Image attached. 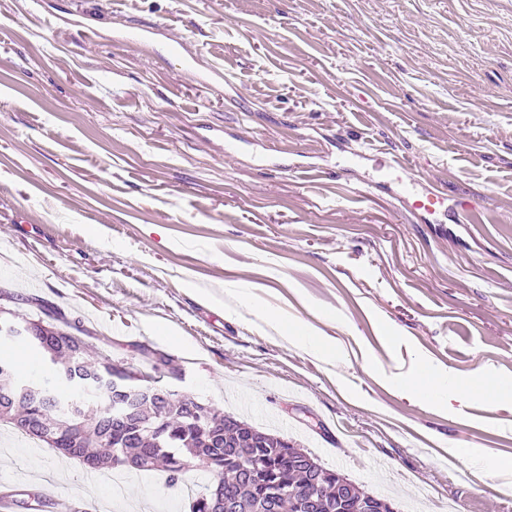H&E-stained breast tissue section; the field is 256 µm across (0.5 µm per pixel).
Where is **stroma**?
I'll return each mask as SVG.
<instances>
[{
	"label": "stroma",
	"mask_w": 512,
	"mask_h": 512,
	"mask_svg": "<svg viewBox=\"0 0 512 512\" xmlns=\"http://www.w3.org/2000/svg\"><path fill=\"white\" fill-rule=\"evenodd\" d=\"M140 25L150 42L122 39ZM213 65L232 86L199 83ZM392 149L444 191L434 214L404 202ZM0 289L14 320L63 314L127 367L173 355L170 389L396 512H512V401L404 392L512 384V0H0ZM310 327L327 353L296 342ZM2 476L13 512H188L212 481L118 489L7 429ZM492 383L488 379L470 377L464 381L452 380L447 383L439 378H418L409 381L405 388L415 398L427 403L445 404L448 401V392L462 397L483 395Z\"/></svg>",
	"instance_id": "35a3bbf8"
}]
</instances>
